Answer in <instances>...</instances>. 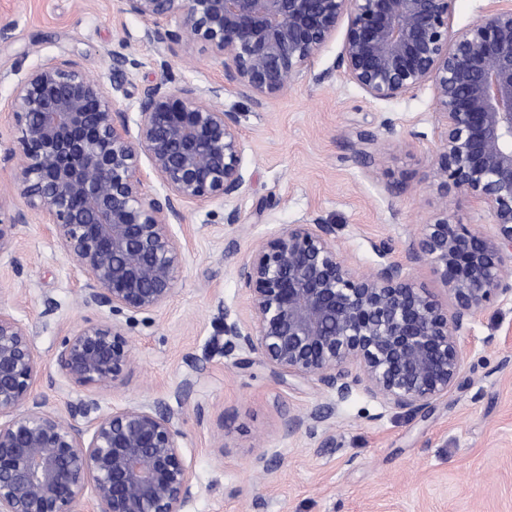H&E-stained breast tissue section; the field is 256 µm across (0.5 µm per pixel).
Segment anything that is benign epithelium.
<instances>
[{"label":"benign epithelium","mask_w":512,"mask_h":512,"mask_svg":"<svg viewBox=\"0 0 512 512\" xmlns=\"http://www.w3.org/2000/svg\"><path fill=\"white\" fill-rule=\"evenodd\" d=\"M454 0H121L159 53L197 43L224 82L141 88L137 118L118 107L143 63L110 52L105 87L72 57H52L12 89L7 109L18 149L3 161L25 209L0 199V257L17 227L41 217L53 246L83 278L81 303L106 307L55 345L58 373L109 391L134 363L125 327L163 308L185 246L173 229L183 208L233 202L244 190L239 114L213 105L231 86L256 105L285 95L346 23L333 70L371 99L391 102L425 86L442 119L433 176L490 215L493 231L458 224L448 205L422 225L408 258L426 261L453 298L448 310L398 261L363 273L336 249L319 218L273 231L236 276L246 317L224 307L225 351H240L287 385L318 381L340 404L356 393L426 414L467 365L463 332L491 303L512 298V0L451 33ZM148 169H143L141 157ZM161 192L150 194V180ZM42 359L29 325L0 302V512H185L194 473L180 414L162 399L83 422L64 419L38 391ZM321 408L288 429L314 434Z\"/></svg>","instance_id":"7a95c632"}]
</instances>
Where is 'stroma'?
<instances>
[{
	"instance_id": "obj_1",
	"label": "stroma",
	"mask_w": 512,
	"mask_h": 512,
	"mask_svg": "<svg viewBox=\"0 0 512 512\" xmlns=\"http://www.w3.org/2000/svg\"><path fill=\"white\" fill-rule=\"evenodd\" d=\"M119 0H0V18L15 26L0 39V157L17 148L6 102L14 84L42 60L77 58L86 72L111 81L109 50L142 22ZM343 41L319 52L311 73L288 95L256 106L226 90L217 106L240 116L246 189L234 204L190 206L175 225L185 240L183 265L169 302L127 328L134 368L112 390L74 387L60 377L52 348L78 327L82 278L52 246L40 217L18 229L11 256L0 259V291L32 328L43 356L40 389L60 412L81 402L105 413L131 401L165 399L183 418L184 454L197 493L186 512H512V299L486 309L467 333L468 367L427 415L384 407L363 394L333 404L319 383L281 384L261 365H238L224 350L220 307L245 311L235 269L272 230L315 217L336 227V248L361 272L380 257L406 263L413 282L444 307L448 290L406 248L437 213L432 173L441 120L425 87L405 98L372 100L335 72ZM144 63L122 109L135 111L142 85L166 79L220 82L206 46L177 56L134 42ZM375 138L372 160H359L358 134ZM327 407L315 434L288 432L287 417ZM266 455L267 471L254 468Z\"/></svg>"
}]
</instances>
